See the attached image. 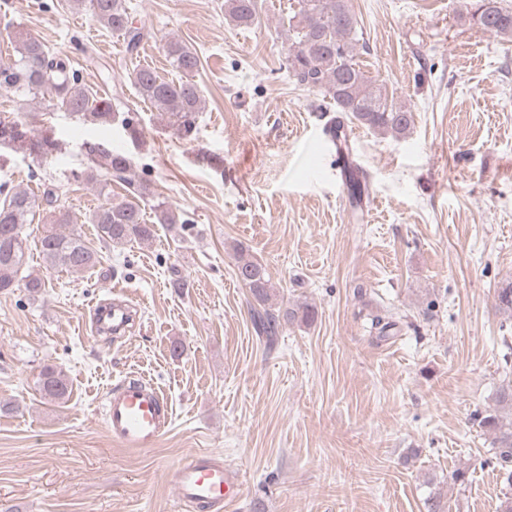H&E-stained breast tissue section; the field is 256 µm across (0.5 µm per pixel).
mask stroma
I'll use <instances>...</instances> for the list:
<instances>
[{
  "mask_svg": "<svg viewBox=\"0 0 512 512\" xmlns=\"http://www.w3.org/2000/svg\"><path fill=\"white\" fill-rule=\"evenodd\" d=\"M132 2L154 26L133 54L68 0L0 5V61L15 57V32L31 33L142 130L134 143L120 123L44 115L0 91V113L34 114L32 134L49 127L58 141L40 168L0 150V184L37 195L54 183L95 241L84 216L102 198L85 145L104 141L189 221L178 239L162 227L150 243L102 249L85 272L47 268L33 248L26 270L46 294L0 292V512H176L170 471L198 451L238 475L230 512H426L432 495L443 512H498L492 438L474 415L512 383V316L494 304L512 281V40L471 22L472 0H350L356 62L413 113L401 137L357 128L363 218L320 144L335 107L288 78L296 0H258L251 28L229 21L224 0ZM172 38L200 60L188 137L129 80L142 67L180 79ZM239 244L266 264L272 307L312 304V325L283 327L271 345L257 336ZM175 272L187 294L169 287ZM113 296L135 321L108 340L91 310ZM385 314L397 328L379 338L370 321ZM47 365L67 379L64 402L37 390ZM129 378L173 405L156 447L124 450L106 432L105 396ZM462 466L468 482L450 485Z\"/></svg>",
  "mask_w": 512,
  "mask_h": 512,
  "instance_id": "1",
  "label": "stroma"
}]
</instances>
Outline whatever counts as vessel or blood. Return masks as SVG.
Segmentation results:
<instances>
[{"label": "vessel or blood", "instance_id": "obj_1", "mask_svg": "<svg viewBox=\"0 0 512 512\" xmlns=\"http://www.w3.org/2000/svg\"><path fill=\"white\" fill-rule=\"evenodd\" d=\"M335 147L336 172L342 181L358 175L350 157L355 134L340 122L326 130ZM133 315L127 304L99 305L94 315L95 331H127ZM173 419L167 397L143 380L133 379L109 391L105 401V427L113 441L128 449L155 446L169 430ZM171 479L178 492V506H229L237 500L242 484L227 465L215 462L207 451L194 453L172 469Z\"/></svg>", "mask_w": 512, "mask_h": 512}]
</instances>
